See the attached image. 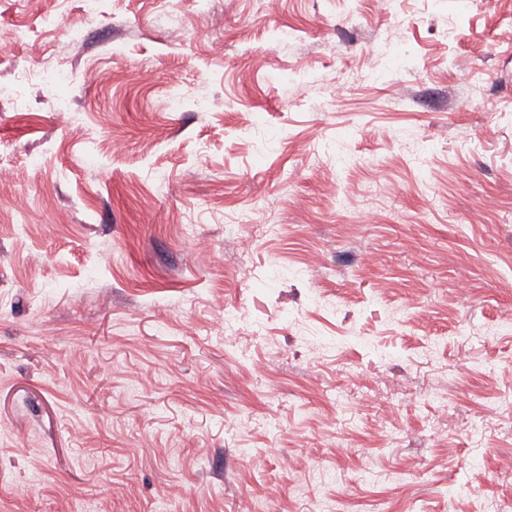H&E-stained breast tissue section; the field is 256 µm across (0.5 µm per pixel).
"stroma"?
Masks as SVG:
<instances>
[{
    "label": "stroma",
    "instance_id": "obj_1",
    "mask_svg": "<svg viewBox=\"0 0 512 512\" xmlns=\"http://www.w3.org/2000/svg\"><path fill=\"white\" fill-rule=\"evenodd\" d=\"M171 3L0 0V512H512V0Z\"/></svg>",
    "mask_w": 512,
    "mask_h": 512
}]
</instances>
